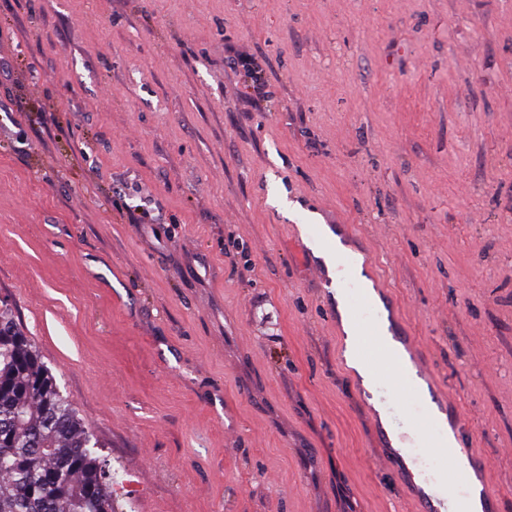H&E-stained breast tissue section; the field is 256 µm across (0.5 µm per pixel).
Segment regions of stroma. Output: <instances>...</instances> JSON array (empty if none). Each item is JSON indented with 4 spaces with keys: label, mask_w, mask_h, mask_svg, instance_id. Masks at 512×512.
<instances>
[{
    "label": "stroma",
    "mask_w": 512,
    "mask_h": 512,
    "mask_svg": "<svg viewBox=\"0 0 512 512\" xmlns=\"http://www.w3.org/2000/svg\"><path fill=\"white\" fill-rule=\"evenodd\" d=\"M324 227L512 512V0H0V301L124 512H416L448 467L407 378L383 455ZM228 60H230L231 63L237 68L250 73L252 78V87L256 94L264 96L267 93L265 90L267 83L262 75V70L259 69L258 65L251 58L238 55H230L228 56ZM326 234L329 238L336 242V251L329 252L323 249H317V254L321 256L329 270L330 277L336 281V285L346 278H360L362 270V258L360 256L351 257L346 263L341 262V257L344 254V246L341 243L339 236H335L328 228H325Z\"/></svg>",
    "instance_id": "obj_1"
}]
</instances>
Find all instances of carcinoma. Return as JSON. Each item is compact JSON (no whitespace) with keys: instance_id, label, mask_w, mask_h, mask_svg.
Returning <instances> with one entry per match:
<instances>
[{"instance_id":"carcinoma-1","label":"carcinoma","mask_w":512,"mask_h":512,"mask_svg":"<svg viewBox=\"0 0 512 512\" xmlns=\"http://www.w3.org/2000/svg\"><path fill=\"white\" fill-rule=\"evenodd\" d=\"M101 444L0 310V512H121Z\"/></svg>"}]
</instances>
